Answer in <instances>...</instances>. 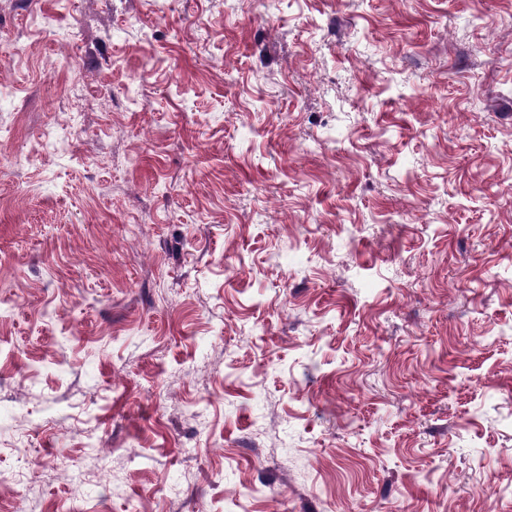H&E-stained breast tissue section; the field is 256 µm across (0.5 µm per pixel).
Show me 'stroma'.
I'll return each instance as SVG.
<instances>
[{
	"label": "stroma",
	"mask_w": 512,
	"mask_h": 512,
	"mask_svg": "<svg viewBox=\"0 0 512 512\" xmlns=\"http://www.w3.org/2000/svg\"><path fill=\"white\" fill-rule=\"evenodd\" d=\"M0 53V512H512V0H0Z\"/></svg>",
	"instance_id": "stroma-1"
}]
</instances>
